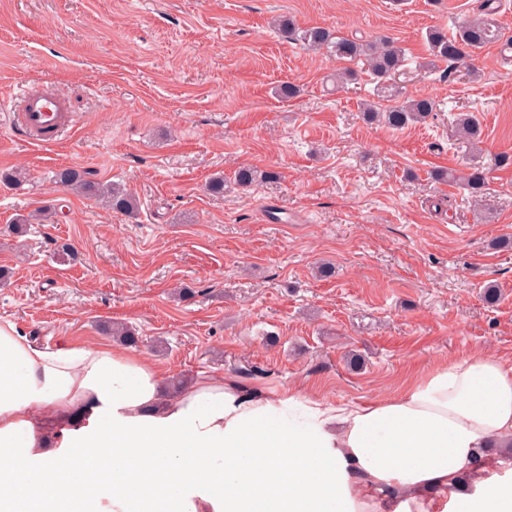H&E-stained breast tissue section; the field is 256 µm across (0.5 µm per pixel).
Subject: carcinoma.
I'll list each match as a JSON object with an SVG mask.
<instances>
[{
	"label": "carcinoma",
	"instance_id": "cac0c4a2",
	"mask_svg": "<svg viewBox=\"0 0 512 512\" xmlns=\"http://www.w3.org/2000/svg\"><path fill=\"white\" fill-rule=\"evenodd\" d=\"M494 14L492 2L488 0L481 4L477 15L457 26L455 31L448 32L441 28L429 30L426 41L432 59L427 65L436 69L439 64H445L442 74L448 80L456 79L461 73L477 77V71L466 63V59L486 45L501 40L500 28L493 18ZM276 27L284 38L301 43L303 48L324 50L336 57L337 61L347 63L348 67L337 74L341 84L354 80L358 75L355 66L361 64L376 81L378 91L393 94V88L388 85V81L405 66L406 62L405 50L395 45L393 40L349 38L322 27L298 28L286 19L278 20ZM435 111L437 104L429 97L407 99L383 111L376 110L370 104L363 107L368 119L381 121L395 130H401L413 123L425 122ZM455 125L460 138L474 148L478 146L481 128L473 114H458ZM448 179L460 183L468 191L471 200L477 202L484 195L488 177L483 166L473 165L460 174H448ZM52 181L63 188L73 189L86 197L98 199L113 211L133 213L138 209L137 200L131 193L116 184H103L91 170L74 167L59 169L54 172ZM103 330L129 346L139 343L138 337L126 326L107 325Z\"/></svg>",
	"mask_w": 512,
	"mask_h": 512
}]
</instances>
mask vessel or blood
I'll return each mask as SVG.
<instances>
[{
	"label": "vessel or blood",
	"mask_w": 512,
	"mask_h": 512,
	"mask_svg": "<svg viewBox=\"0 0 512 512\" xmlns=\"http://www.w3.org/2000/svg\"><path fill=\"white\" fill-rule=\"evenodd\" d=\"M8 121L11 129L41 145L56 143L75 125L67 100L48 87L25 93L18 105L9 111Z\"/></svg>",
	"instance_id": "obj_1"
}]
</instances>
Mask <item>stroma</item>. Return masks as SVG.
<instances>
[{"instance_id": "obj_1", "label": "stroma", "mask_w": 512, "mask_h": 512, "mask_svg": "<svg viewBox=\"0 0 512 512\" xmlns=\"http://www.w3.org/2000/svg\"><path fill=\"white\" fill-rule=\"evenodd\" d=\"M481 2L0 0V102L45 85L77 118L44 147L0 114V173L27 174L0 182V321L42 348L104 342L122 322L164 378L230 374L333 402L388 396L478 352L512 364V249L491 246L512 239V166L494 165L512 154V73L493 44L473 58L480 80L425 67L427 31ZM282 16L393 38L410 58L393 86L433 98L435 115L367 123L368 75L335 89L342 62L282 37ZM288 83L299 95H278ZM460 111L478 118L481 152L456 141ZM475 162L490 169L480 203L434 177ZM65 167L124 184L137 213L56 187ZM244 167L279 177L234 186ZM62 243L75 260L58 261ZM179 286L192 298H173Z\"/></svg>"}]
</instances>
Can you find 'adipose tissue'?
I'll use <instances>...</instances> for the list:
<instances>
[{
    "label": "adipose tissue",
    "instance_id": "1",
    "mask_svg": "<svg viewBox=\"0 0 512 512\" xmlns=\"http://www.w3.org/2000/svg\"><path fill=\"white\" fill-rule=\"evenodd\" d=\"M496 448H512V365L488 354L382 399L209 374L172 395L134 350L41 349L0 321V512H512Z\"/></svg>",
    "mask_w": 512,
    "mask_h": 512
}]
</instances>
